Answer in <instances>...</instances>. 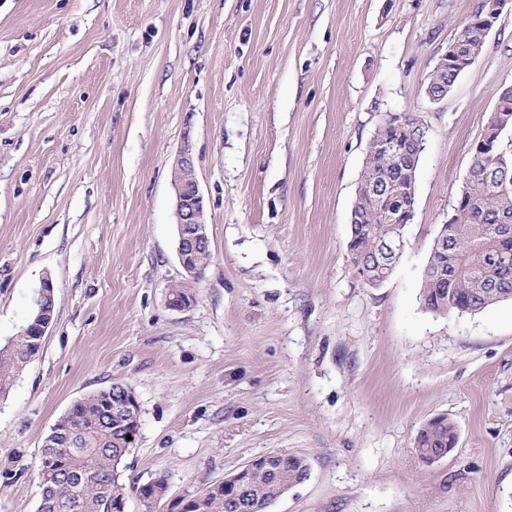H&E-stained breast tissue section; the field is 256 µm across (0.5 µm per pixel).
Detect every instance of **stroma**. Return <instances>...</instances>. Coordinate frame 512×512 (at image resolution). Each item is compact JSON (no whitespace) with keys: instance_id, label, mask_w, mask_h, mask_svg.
Returning a JSON list of instances; mask_svg holds the SVG:
<instances>
[{"instance_id":"1","label":"stroma","mask_w":512,"mask_h":512,"mask_svg":"<svg viewBox=\"0 0 512 512\" xmlns=\"http://www.w3.org/2000/svg\"><path fill=\"white\" fill-rule=\"evenodd\" d=\"M478 0H0V342L55 284L53 324L0 397V512H37L52 425L122 381L119 469L164 500L272 452L306 481L268 512H512V300L436 315L421 277L499 89L512 11L443 100L426 87ZM390 113L426 128L407 245L371 288L348 249ZM190 142L212 261L169 308L171 166ZM445 414L456 447L414 438ZM12 479H4V472Z\"/></svg>"}]
</instances>
